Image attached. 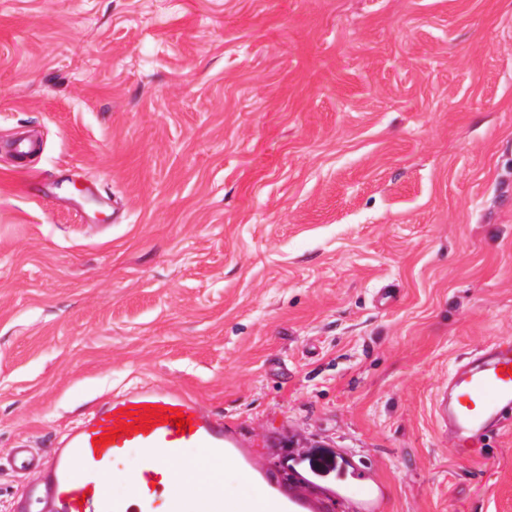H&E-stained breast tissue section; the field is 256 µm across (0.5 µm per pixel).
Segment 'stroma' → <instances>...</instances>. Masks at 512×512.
I'll list each match as a JSON object with an SVG mask.
<instances>
[{"label":"stroma","instance_id":"stroma-1","mask_svg":"<svg viewBox=\"0 0 512 512\" xmlns=\"http://www.w3.org/2000/svg\"><path fill=\"white\" fill-rule=\"evenodd\" d=\"M508 336L512 0H0V512L151 381L384 512H512V426L434 417Z\"/></svg>","mask_w":512,"mask_h":512}]
</instances>
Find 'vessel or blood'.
I'll return each mask as SVG.
<instances>
[{"label":"vessel or blood","mask_w":512,"mask_h":512,"mask_svg":"<svg viewBox=\"0 0 512 512\" xmlns=\"http://www.w3.org/2000/svg\"><path fill=\"white\" fill-rule=\"evenodd\" d=\"M158 405L175 408L192 421L185 431L174 422L145 432L122 435L109 444L93 447L92 440L118 428L123 407ZM434 415L441 433L456 454L468 457L512 424V337L498 338L458 360L439 388ZM143 452L142 464L128 494L113 493L105 475L130 449ZM187 448L198 449L193 460H183ZM182 460L184 468L207 472L204 485L194 487V512H330L334 501L345 502L350 512H380L381 498L362 476H349L338 457L311 464L296 483L275 482L254 452L245 446L222 416L207 410L196 395L164 383H147L125 394L104 398L46 456L27 444L11 450V466L32 479L14 512H181L182 499L174 489L168 463ZM233 463L263 489L260 502L224 498L225 463ZM336 474V487L316 492V475Z\"/></svg>","instance_id":"vessel-or-blood-1"}]
</instances>
